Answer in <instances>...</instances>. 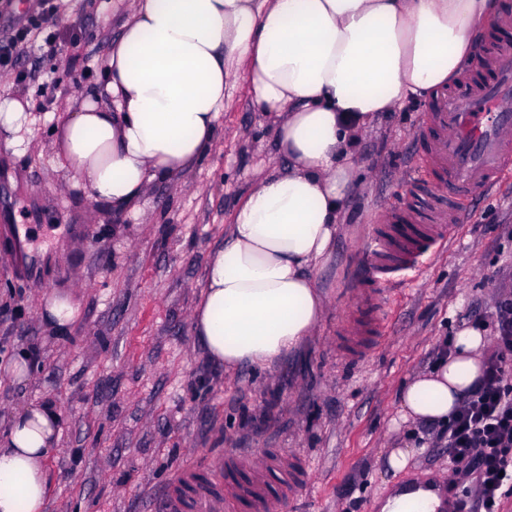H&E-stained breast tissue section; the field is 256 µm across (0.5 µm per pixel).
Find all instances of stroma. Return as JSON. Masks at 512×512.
I'll return each mask as SVG.
<instances>
[{
    "mask_svg": "<svg viewBox=\"0 0 512 512\" xmlns=\"http://www.w3.org/2000/svg\"><path fill=\"white\" fill-rule=\"evenodd\" d=\"M126 18L124 0H66L56 20L78 48L22 58L29 77H0V94L29 100L37 147L0 142V363L21 350L36 370L0 385V433L12 413L49 402L62 418L47 467L46 512H163L159 489L197 460L236 452L262 461L304 457L308 483L294 499L268 493V512H378V499L426 473H448V451L429 444L407 473L384 463L422 425L393 430L401 386L429 368L457 328L490 321L512 295V181L459 199L469 219L448 247L402 282L389 331L362 360L345 362L336 332L353 313L364 278L370 224L404 203L424 210L439 179L418 135L426 103L384 115L359 141L364 182L317 274L327 308L314 336L264 375L227 373L196 344L190 318L210 251L259 170L286 169L275 125L251 111L237 84L210 154L173 183L154 185L139 210L92 201L74 184L52 143L64 112L104 82L107 51ZM74 294L81 316L64 334L38 316L41 292Z\"/></svg>",
    "mask_w": 512,
    "mask_h": 512,
    "instance_id": "stroma-1",
    "label": "stroma"
}]
</instances>
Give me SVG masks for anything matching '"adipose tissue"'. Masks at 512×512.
Instances as JSON below:
<instances>
[{
	"instance_id": "adipose-tissue-1",
	"label": "adipose tissue",
	"mask_w": 512,
	"mask_h": 512,
	"mask_svg": "<svg viewBox=\"0 0 512 512\" xmlns=\"http://www.w3.org/2000/svg\"><path fill=\"white\" fill-rule=\"evenodd\" d=\"M497 0H130L104 91L69 110L56 138L77 184L122 212L211 150L242 80L273 118L287 170L262 174L207 259L191 331L209 358L264 373L312 336L326 307L315 272L336 241L360 168L359 136L382 113L434 95L473 64ZM28 101L0 94V139L34 143ZM51 292L39 316L62 333L80 317ZM486 330L461 327L450 354L404 385L401 424L447 425L483 375ZM54 405L16 410L0 445V512H45Z\"/></svg>"
}]
</instances>
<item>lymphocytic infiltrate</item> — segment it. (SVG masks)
I'll use <instances>...</instances> for the list:
<instances>
[{"label": "lymphocytic infiltrate", "instance_id": "1", "mask_svg": "<svg viewBox=\"0 0 512 512\" xmlns=\"http://www.w3.org/2000/svg\"><path fill=\"white\" fill-rule=\"evenodd\" d=\"M57 13V0H34L24 18L0 33L1 75L26 80L20 61L36 44L55 47ZM493 319L482 382L435 435L448 449L452 472L473 483L471 494L460 499V512H499L498 492L512 480V297L497 302Z\"/></svg>", "mask_w": 512, "mask_h": 512}]
</instances>
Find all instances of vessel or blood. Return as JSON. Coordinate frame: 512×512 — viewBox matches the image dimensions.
I'll return each mask as SVG.
<instances>
[{"label": "vessel or blood", "instance_id": "1", "mask_svg": "<svg viewBox=\"0 0 512 512\" xmlns=\"http://www.w3.org/2000/svg\"><path fill=\"white\" fill-rule=\"evenodd\" d=\"M484 78L462 91H440L434 98L427 137L429 162L446 180L447 198H479L512 180V51L498 48L483 64ZM465 211L438 210L421 223L411 211L382 215L373 225L364 250L369 284L356 290L357 316L343 338L348 357L357 359L380 336L386 323L377 315L390 300L386 281L402 282L419 272L424 258L445 248L465 222ZM269 470L283 478L282 490L293 494L306 484L300 459H269ZM265 490L259 481L242 485L212 465L188 466L162 492L164 512H264Z\"/></svg>", "mask_w": 512, "mask_h": 512}]
</instances>
